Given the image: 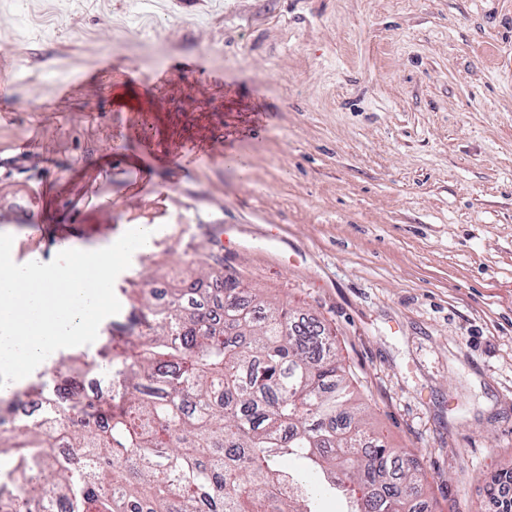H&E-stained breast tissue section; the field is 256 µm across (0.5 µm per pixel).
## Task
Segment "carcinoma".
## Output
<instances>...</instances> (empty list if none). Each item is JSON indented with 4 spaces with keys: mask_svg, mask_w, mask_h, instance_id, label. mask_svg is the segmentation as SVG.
Returning <instances> with one entry per match:
<instances>
[{
    "mask_svg": "<svg viewBox=\"0 0 512 512\" xmlns=\"http://www.w3.org/2000/svg\"><path fill=\"white\" fill-rule=\"evenodd\" d=\"M211 276L163 303L139 289L147 333L112 362V391L87 399L99 362L70 354L36 421L5 422L0 398V512H322L326 493L344 512H426L422 470L367 427L325 325ZM73 405L85 417L51 434Z\"/></svg>",
    "mask_w": 512,
    "mask_h": 512,
    "instance_id": "carcinoma-1",
    "label": "carcinoma"
}]
</instances>
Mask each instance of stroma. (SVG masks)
I'll use <instances>...</instances> for the list:
<instances>
[{"label":"stroma","mask_w":512,"mask_h":512,"mask_svg":"<svg viewBox=\"0 0 512 512\" xmlns=\"http://www.w3.org/2000/svg\"><path fill=\"white\" fill-rule=\"evenodd\" d=\"M126 68L170 81L112 111ZM0 233L51 262L32 201L97 247L156 233L134 294L199 262L321 320L432 512H499L512 467V0H0ZM84 76L69 96L61 83ZM224 159L182 178L128 166L145 142ZM279 227L267 241L268 225ZM230 229L242 250L225 256Z\"/></svg>","instance_id":"obj_1"}]
</instances>
